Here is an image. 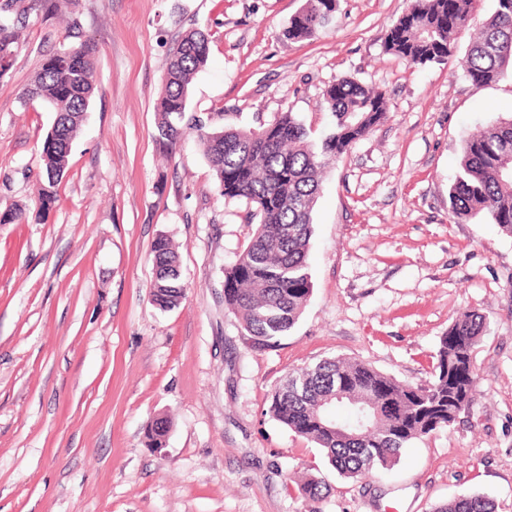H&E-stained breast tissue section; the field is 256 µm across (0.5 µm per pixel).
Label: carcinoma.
Listing matches in <instances>:
<instances>
[{
  "label": "carcinoma",
  "mask_w": 512,
  "mask_h": 512,
  "mask_svg": "<svg viewBox=\"0 0 512 512\" xmlns=\"http://www.w3.org/2000/svg\"><path fill=\"white\" fill-rule=\"evenodd\" d=\"M496 7L471 36L464 52L458 39L469 21L472 0H410L408 12L390 28L387 52L415 65L455 61L477 88L512 74V0ZM337 0H307L285 35L312 37L329 23ZM49 0H6L0 6V78L13 67L19 30L32 10L50 11ZM95 53L86 41L70 42L45 58L21 105L34 101L55 112L42 145L45 206L56 200L73 142L88 112L95 85L90 70ZM208 37L193 30L173 48L157 103V137L173 151L180 144L189 86L208 61ZM324 109L335 118L319 140L290 112L248 129L193 126L213 169L220 194L253 206L256 228L235 262L224 269V305L244 335L260 347L276 345L297 324L311 294L307 256L312 213L321 174L328 161L348 151L387 112L384 94L351 78H341L323 94ZM512 118L469 134L462 144L460 169L448 189V211L458 221L482 216L512 237ZM153 302L169 309L183 298L179 258L161 236L153 246ZM485 328V316L465 312L439 338L431 355L432 379L425 386L402 384L371 366L329 358L288 373L270 397L269 412L295 435L321 448L339 476L359 481L393 467L404 449L448 425L472 400V353ZM302 495L322 499L329 485L320 472L306 474ZM431 512H496L493 500L461 493Z\"/></svg>",
  "instance_id": "obj_1"
}]
</instances>
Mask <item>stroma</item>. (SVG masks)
<instances>
[{"mask_svg": "<svg viewBox=\"0 0 512 512\" xmlns=\"http://www.w3.org/2000/svg\"><path fill=\"white\" fill-rule=\"evenodd\" d=\"M306 0H60L32 12L0 78V512H429L463 493L512 512V237L459 222L448 188L464 136L512 115V76L476 88L453 65H413L384 41L408 0H338L312 37L283 30ZM78 22L98 91L57 198H41L54 114L19 97ZM209 39L188 111L224 128L291 112L330 128L324 90L347 77L381 90L384 119L321 177L313 290L280 344L255 348L224 307V269L254 227L221 196L194 131L173 155L156 104L175 42ZM169 238L185 295L151 300L152 247ZM486 317L475 396L392 470L336 475L320 448L269 412L289 372L357 360L424 385L461 313ZM170 420L162 449L148 429ZM318 468V502L297 488Z\"/></svg>", "mask_w": 512, "mask_h": 512, "instance_id": "obj_1", "label": "stroma"}]
</instances>
